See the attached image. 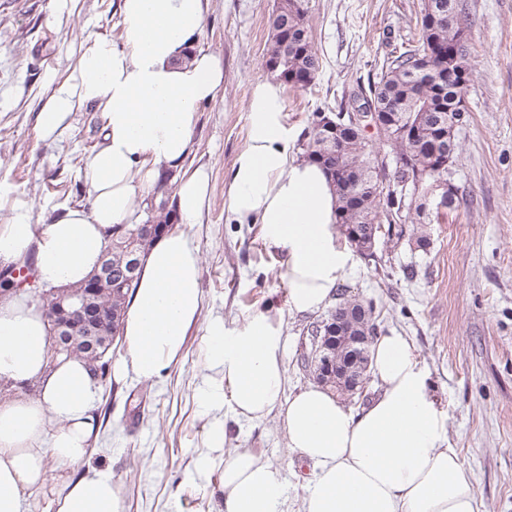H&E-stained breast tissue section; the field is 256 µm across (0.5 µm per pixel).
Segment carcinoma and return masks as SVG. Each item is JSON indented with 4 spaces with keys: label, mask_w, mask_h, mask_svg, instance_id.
Masks as SVG:
<instances>
[{
    "label": "carcinoma",
    "mask_w": 512,
    "mask_h": 512,
    "mask_svg": "<svg viewBox=\"0 0 512 512\" xmlns=\"http://www.w3.org/2000/svg\"><path fill=\"white\" fill-rule=\"evenodd\" d=\"M448 5L437 24L430 25L427 17L431 5L421 10L418 33L405 45L390 52L383 59L376 80L368 83V93L378 104H395L399 112V125L391 144L397 166L392 169L393 178H404L410 172H419L421 181L419 194L429 188L434 179L433 160L428 146L437 133H452L453 127L467 122L469 113L458 118L455 100L463 96V90L471 73L466 63L465 38L469 15L463 0H444ZM278 6L288 12V33L271 29L270 43L266 53L268 70L295 88L311 85L320 68L319 57L314 49L311 29L306 19L301 0H279ZM325 131L312 120L306 144L307 156L320 164L326 173L342 172L339 179L331 178L339 195L337 223L345 231H359L363 226L380 220L392 226L403 221L412 228L396 230V239H407L409 244L423 252L430 247V238L419 230L417 217L410 215V202L402 198L382 197L370 190L367 181L377 161V147L363 136L343 142L341 149L325 151L322 147ZM149 222L153 224L173 223L174 210L162 199L147 206ZM134 224H123L112 229L107 247L111 248L112 273L125 269L128 255H142L153 244L148 236H135ZM88 282L70 289L51 288L42 296L43 307L55 306L60 295L83 296ZM133 283L99 288L90 295L92 303L112 321L111 336L119 334L125 302ZM75 356L93 365L100 381H105L110 358L103 351H77Z\"/></svg>",
    "instance_id": "1"
}]
</instances>
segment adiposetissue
Segmentation results:
<instances>
[{
  "label": "adipose tissue",
  "mask_w": 512,
  "mask_h": 512,
  "mask_svg": "<svg viewBox=\"0 0 512 512\" xmlns=\"http://www.w3.org/2000/svg\"><path fill=\"white\" fill-rule=\"evenodd\" d=\"M209 0H119L118 37L85 36L72 74L55 85L37 114L43 137L61 138L77 112H98L102 141L83 168L88 205L63 208L36 224L26 207L0 224V261L32 257L37 284L76 285L97 267L109 228L136 224L134 204L166 173L179 176L172 202L180 224L144 257L120 329L125 352L116 375L154 379L181 364L195 326H203L204 363L195 397L210 416L204 478L224 464V512H283V471L247 449L227 447L224 419L258 423L278 416L287 445L311 463L302 512H481L475 480L428 389L427 374L405 336L377 337L370 369L379 393L359 412L329 390L285 391L282 320L248 316L236 329L203 317L201 247L187 232L210 205L204 167L189 170L201 104L215 101L224 67L191 53ZM248 134L229 173L232 224L262 225L287 253L289 312L323 310L355 263L335 225L338 195L325 171L294 152L281 83L256 82ZM48 322L27 294L0 296V382L34 383L36 396L0 400V512H22L26 492L42 488L55 462L62 488L55 512H125L120 485L88 467L98 437L101 386L87 364L48 365Z\"/></svg>",
  "instance_id": "1"
}]
</instances>
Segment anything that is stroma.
Returning <instances> with one entry per match:
<instances>
[{"label": "stroma", "instance_id": "35a3bbf8", "mask_svg": "<svg viewBox=\"0 0 512 512\" xmlns=\"http://www.w3.org/2000/svg\"><path fill=\"white\" fill-rule=\"evenodd\" d=\"M470 13L463 98L470 114L458 131L453 183L466 206L431 221L430 252L407 243L377 246L357 258L341 292L374 300L381 328L408 336L448 425V442L470 468L482 512H512V0H465ZM118 0H76L56 12L54 0H0V224L15 206L36 224L57 210L87 204L82 169L100 143L98 113L78 112L61 142L43 139L36 115L64 79L72 53L88 34L118 36ZM275 0H210L193 51L218 56L224 93L199 106L187 168L203 164L211 203L203 223L188 225L200 241L205 316L241 326L253 313L283 320L287 391L312 384L302 344L312 317L288 312L284 251L269 246L261 225L226 220L227 176L244 146L247 102L269 75L265 55ZM423 0H304L320 70L304 89L286 88L285 122L294 149H305L314 112L375 76L384 56L414 37ZM203 326L188 338L182 365L153 380L128 377L101 395L98 441L90 466L120 484L126 512H224V466L194 478L210 419L197 407ZM229 445L261 454L287 480L285 512H299L312 470L289 451L277 417L230 423Z\"/></svg>", "mask_w": 512, "mask_h": 512}]
</instances>
